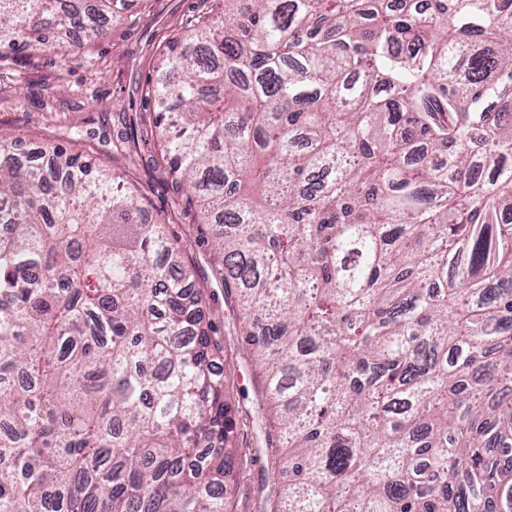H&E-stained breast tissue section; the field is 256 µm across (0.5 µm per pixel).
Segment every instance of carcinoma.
I'll list each match as a JSON object with an SVG mask.
<instances>
[{"label":"carcinoma","mask_w":512,"mask_h":512,"mask_svg":"<svg viewBox=\"0 0 512 512\" xmlns=\"http://www.w3.org/2000/svg\"><path fill=\"white\" fill-rule=\"evenodd\" d=\"M0 0V52L127 0ZM152 87L277 420L267 512H512V0H216ZM0 133V512H234L218 348L121 176Z\"/></svg>","instance_id":"cac0c4a2"}]
</instances>
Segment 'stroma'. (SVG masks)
<instances>
[{
    "label": "stroma",
    "mask_w": 512,
    "mask_h": 512,
    "mask_svg": "<svg viewBox=\"0 0 512 512\" xmlns=\"http://www.w3.org/2000/svg\"><path fill=\"white\" fill-rule=\"evenodd\" d=\"M213 8V0H133L105 22L102 38L69 54L44 47L1 56L0 132L39 148L62 146L120 174L147 218L166 225L194 268L199 309L222 352L218 365L235 445L252 451L235 464L226 492L235 512H263L262 487L271 466L266 439L274 424L254 422V357L241 339L234 296L218 274L222 259L210 225L163 158L158 114L147 96L168 43Z\"/></svg>",
    "instance_id": "stroma-1"
}]
</instances>
